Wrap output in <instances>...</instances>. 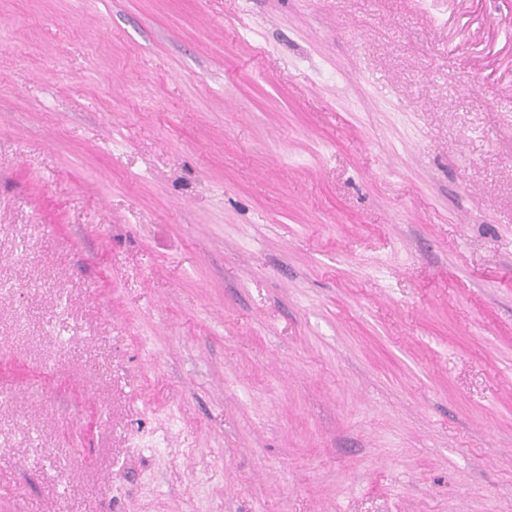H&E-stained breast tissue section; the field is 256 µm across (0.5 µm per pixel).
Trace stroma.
<instances>
[{
  "label": "stroma",
  "mask_w": 512,
  "mask_h": 512,
  "mask_svg": "<svg viewBox=\"0 0 512 512\" xmlns=\"http://www.w3.org/2000/svg\"><path fill=\"white\" fill-rule=\"evenodd\" d=\"M0 512H512V0H0Z\"/></svg>",
  "instance_id": "35a3bbf8"
}]
</instances>
